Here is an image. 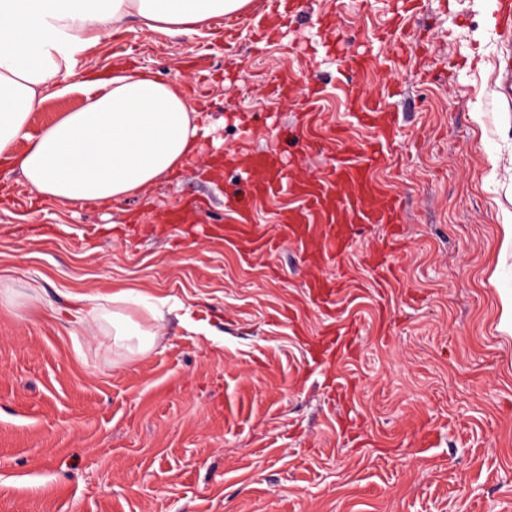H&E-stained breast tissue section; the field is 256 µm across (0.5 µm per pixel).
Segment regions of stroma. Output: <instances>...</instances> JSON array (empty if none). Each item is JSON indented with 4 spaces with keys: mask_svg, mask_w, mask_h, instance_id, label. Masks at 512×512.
<instances>
[{
    "mask_svg": "<svg viewBox=\"0 0 512 512\" xmlns=\"http://www.w3.org/2000/svg\"><path fill=\"white\" fill-rule=\"evenodd\" d=\"M192 35L137 17L79 57L96 80L122 66L179 85L207 130L177 170L119 202L63 206L0 162V512H512V31L497 0H423L397 60L383 33L400 0H300ZM372 56L357 82L399 117L385 176L404 200L390 287L362 259L388 230L367 228L341 266H313L294 241L242 261L204 228L228 223L210 156L250 138L276 149L310 85L322 125L368 139L347 111L349 78L328 49ZM287 76L281 98L270 83ZM207 198L196 224L164 213ZM341 276L320 304L307 281ZM136 290L195 310L152 319L153 344L117 341L109 322L66 315L77 296L112 313ZM348 345L321 355L323 329Z\"/></svg>",
    "mask_w": 512,
    "mask_h": 512,
    "instance_id": "stroma-1",
    "label": "stroma"
}]
</instances>
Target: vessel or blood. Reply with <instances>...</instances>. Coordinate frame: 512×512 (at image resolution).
I'll use <instances>...</instances> for the list:
<instances>
[{"label":"vessel or blood","mask_w":512,"mask_h":512,"mask_svg":"<svg viewBox=\"0 0 512 512\" xmlns=\"http://www.w3.org/2000/svg\"><path fill=\"white\" fill-rule=\"evenodd\" d=\"M320 97V87H312L296 113L299 138L320 137ZM347 104L356 122L370 129L372 135L361 143L347 139L328 143L329 161L319 173H306L272 150L225 151L223 169L244 167L249 197L243 200L225 195L224 208L233 221L224 227V243L241 249L248 257L290 238L303 255L313 254L333 263L355 248L364 226L384 225L390 233L382 241L381 258L372 273L377 286L386 288L397 276L391 254L400 244L403 216L401 198L379 173L393 158L399 126L393 114L361 89L351 88ZM280 194L291 195L297 204L281 214L277 232L272 235L256 224L253 205Z\"/></svg>","instance_id":"b4317fda"}]
</instances>
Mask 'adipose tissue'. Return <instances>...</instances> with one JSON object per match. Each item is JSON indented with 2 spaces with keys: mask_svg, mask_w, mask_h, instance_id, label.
<instances>
[{
  "mask_svg": "<svg viewBox=\"0 0 512 512\" xmlns=\"http://www.w3.org/2000/svg\"><path fill=\"white\" fill-rule=\"evenodd\" d=\"M250 0H0V156L37 196L64 206L122 200L180 167L201 129L178 85L114 68L83 79L79 56L131 16L191 35ZM80 91L79 108L47 125L21 155L47 93Z\"/></svg>",
  "mask_w": 512,
  "mask_h": 512,
  "instance_id": "adipose-tissue-1",
  "label": "adipose tissue"
}]
</instances>
